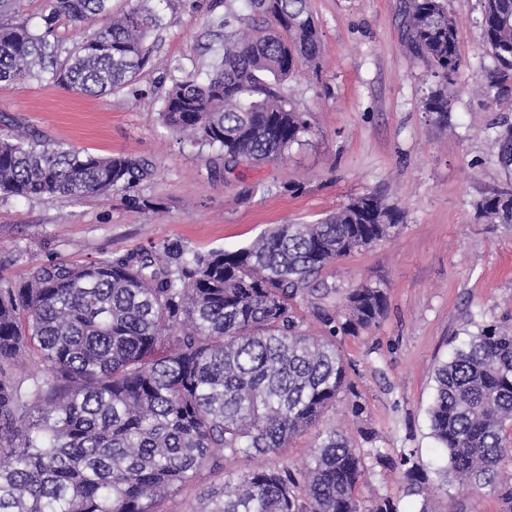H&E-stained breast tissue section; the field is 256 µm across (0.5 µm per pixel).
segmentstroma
<instances>
[{
	"label": "stroma",
	"mask_w": 512,
	"mask_h": 512,
	"mask_svg": "<svg viewBox=\"0 0 512 512\" xmlns=\"http://www.w3.org/2000/svg\"><path fill=\"white\" fill-rule=\"evenodd\" d=\"M402 0H307L322 38L318 72L294 74L283 85L312 131L286 159L249 168L243 180L210 177L208 150L172 134L162 123L158 68L146 67L139 95L104 97L55 84L0 83V113L48 138L105 157L133 153L152 162L141 193L161 205L144 212L122 192L74 200L0 199V286L28 279L43 263H87L161 242L198 250L234 251L275 224H312L367 193L403 214L398 233L325 268L328 291L319 303L336 309L353 288H384L387 311L370 331L343 337L340 350L365 407L355 418L347 397L289 448L259 464L280 468L310 460L321 434L339 431L365 454L363 506L392 498L397 512H500L490 489L465 496L442 475L428 408L437 368L453 348L484 326L512 328V224L478 216L476 204L503 187L494 142L498 125H512V84L495 98L471 87L494 66L478 24L480 0H448L458 20L461 66L448 102L450 120L429 121L423 102L434 87L429 68L407 51L400 27ZM202 11L167 12V26L148 37L160 60L177 59L205 77L211 58L198 44ZM269 190L245 196L246 186ZM301 184L298 192L290 184ZM370 439H362L361 430ZM410 453L430 489L418 494L395 461ZM257 462L241 459L242 473ZM224 485V474L202 470L169 496L164 512H199Z\"/></svg>",
	"instance_id": "35a3bbf8"
}]
</instances>
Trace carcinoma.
<instances>
[{
  "mask_svg": "<svg viewBox=\"0 0 512 512\" xmlns=\"http://www.w3.org/2000/svg\"><path fill=\"white\" fill-rule=\"evenodd\" d=\"M243 2V9L235 3ZM25 0H0V83L48 80L102 96L135 86L152 62L148 32L164 26L176 0H42L41 24ZM204 82L167 62L161 117L174 134L211 150L210 176L283 159L310 131L282 85L314 69L321 38L307 0H207ZM96 21L68 43L61 22ZM409 54L438 79L423 109L448 124V87L459 70L456 18L447 0H403ZM484 43L495 61L474 94L512 82V0H482ZM0 196L51 199L128 193L140 211H159L137 188L154 166L134 154L108 157L53 141L0 116ZM476 210L512 223V182ZM401 212L365 194L315 224H277L247 247L198 251L163 242L110 259L45 263L22 283L0 287V512H163L166 498L208 468L288 447L349 397L336 338L377 326L384 289L362 286L340 313L314 304L315 336L296 311L320 291L329 264L396 233ZM44 369L18 378L19 358ZM443 471L470 493L497 489L512 512V333L481 328L436 372L429 408ZM361 449L327 432L312 461L225 473L201 512H361Z\"/></svg>",
  "mask_w": 512,
  "mask_h": 512,
  "instance_id": "1",
  "label": "carcinoma"
}]
</instances>
